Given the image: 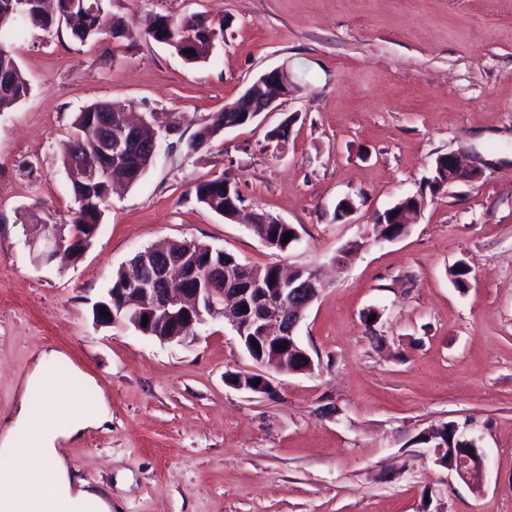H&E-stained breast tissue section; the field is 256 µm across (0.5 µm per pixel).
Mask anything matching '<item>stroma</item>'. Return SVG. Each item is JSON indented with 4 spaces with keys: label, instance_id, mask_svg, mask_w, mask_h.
<instances>
[{
    "label": "stroma",
    "instance_id": "1",
    "mask_svg": "<svg viewBox=\"0 0 512 512\" xmlns=\"http://www.w3.org/2000/svg\"><path fill=\"white\" fill-rule=\"evenodd\" d=\"M104 6L129 22L198 13L223 23L224 40L192 63L142 34L84 44L36 26L16 44L31 90L0 112V431L35 366L76 369L109 417L62 454L111 488L112 512H512V0ZM282 66L299 94L186 151ZM96 101L156 115L158 154L104 203L81 258L44 265L29 240L40 219L71 220L60 149ZM284 121L278 146L267 133ZM448 153L482 175L430 193L434 160ZM222 174L246 207L294 225L297 241L267 248L201 204L196 185ZM419 193L415 223L377 241V214ZM344 199L353 209L340 218ZM162 240L317 270L324 287L298 329L313 372L257 368L220 318L165 343L97 325L93 306L114 272ZM352 242L358 250L334 265ZM256 370L269 393L227 381ZM448 421L476 438L480 485L420 443Z\"/></svg>",
    "mask_w": 512,
    "mask_h": 512
}]
</instances>
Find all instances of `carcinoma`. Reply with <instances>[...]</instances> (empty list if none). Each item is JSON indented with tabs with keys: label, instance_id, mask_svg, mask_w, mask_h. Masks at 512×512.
Wrapping results in <instances>:
<instances>
[{
	"label": "carcinoma",
	"instance_id": "1",
	"mask_svg": "<svg viewBox=\"0 0 512 512\" xmlns=\"http://www.w3.org/2000/svg\"><path fill=\"white\" fill-rule=\"evenodd\" d=\"M54 11L46 14L43 24L46 27L63 25L70 36L85 43L95 40L103 33L114 38L132 39L139 34H145L153 41L166 44L185 56L190 62H198L209 57L216 45L224 41V23L213 24L198 14L186 15L174 21L162 15H150L141 22L128 24L122 19H105L103 0H53ZM23 37L21 20H16L0 26V76L7 84L8 92L0 94V112H8L23 100L30 91V84L23 73L15 56L14 47ZM194 51V55L187 51ZM99 104L93 103L79 112L73 122V130L68 140L62 145L61 161L63 168H68L70 160L78 151L92 148L95 129L88 122L89 114L97 111ZM251 122V118L243 112H221L212 118L208 125L201 126L187 142V149L195 151L208 143L218 133L224 130V124L233 123L238 126ZM445 157L440 155L434 161L435 174L429 178V189L435 194L448 186L443 174H436ZM75 208L69 224L68 239L75 241V252L83 249L82 242L93 239L99 229L102 215V205L109 196L107 183L102 182L92 190H86L74 182H69ZM197 200L218 215H224V201L233 199L237 205L243 200L237 190L234 180L228 176L203 181L195 187ZM263 215L245 212L242 219L250 223L258 236H273L282 242L280 250L288 248L283 242L284 235L291 233V241L298 236L292 234L291 224H265ZM160 249L168 254L185 259V263L203 271L211 261L224 260L229 264L236 260L230 252H219L211 246L198 241L164 242ZM434 441H442L448 447H459L458 425L448 421L438 425L432 437Z\"/></svg>",
	"mask_w": 512,
	"mask_h": 512
}]
</instances>
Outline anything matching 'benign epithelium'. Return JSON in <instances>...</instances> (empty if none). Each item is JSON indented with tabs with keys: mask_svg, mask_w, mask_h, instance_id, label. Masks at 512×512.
I'll list each match as a JSON object with an SVG mask.
<instances>
[{
	"mask_svg": "<svg viewBox=\"0 0 512 512\" xmlns=\"http://www.w3.org/2000/svg\"><path fill=\"white\" fill-rule=\"evenodd\" d=\"M301 91L292 73L286 67L272 69L245 89V97L230 111L248 112L259 116L271 112L278 101L294 96ZM104 123L98 131L95 148L96 158L86 159L68 168V178L93 186L104 179L117 185L112 179V170H120L129 160L131 134L144 121L112 122L111 106L103 107ZM448 176L451 181L471 180L481 176L475 169L464 168L454 154L447 155ZM415 204L396 211V214L382 213L379 224H409L411 217L419 213L424 200L413 197ZM68 235L54 227L44 234V249L41 257L47 262L67 253L72 242ZM196 277L187 273L180 263L167 259L151 249L144 255L143 270L137 287L123 288L121 294L113 293L110 301L96 304V309L106 307L109 315L95 313L96 322L116 325L125 322L142 334H148L143 327L142 317L161 316L171 326V334L159 336L166 342L184 337V326L201 324L206 313L221 312L224 323L230 325L240 341L255 340L266 350L270 360H262L264 366H274L289 373H307L313 370V361L300 345L297 329L305 309L320 295L321 283L307 268L288 270V287L268 286L263 268L251 266L244 269L233 263L226 266L212 265L206 269L202 279L206 287L185 288L183 284ZM120 308H131L126 320L117 318L113 302ZM286 343L284 349L278 348ZM454 463L451 470L463 480L480 482L483 472V458L478 448L453 449Z\"/></svg>",
	"mask_w": 512,
	"mask_h": 512,
	"instance_id": "1",
	"label": "benign epithelium"
}]
</instances>
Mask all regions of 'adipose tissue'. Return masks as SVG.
Returning a JSON list of instances; mask_svg holds the SVG:
<instances>
[{
	"label": "adipose tissue",
	"mask_w": 512,
	"mask_h": 512,
	"mask_svg": "<svg viewBox=\"0 0 512 512\" xmlns=\"http://www.w3.org/2000/svg\"><path fill=\"white\" fill-rule=\"evenodd\" d=\"M35 376L41 397L22 399L15 426L0 441V512H20V499L31 483L44 485L64 505V512H112L109 494L76 478L57 448L60 440L107 419L103 403L77 401L90 377L40 369Z\"/></svg>",
	"instance_id": "adipose-tissue-1"
}]
</instances>
